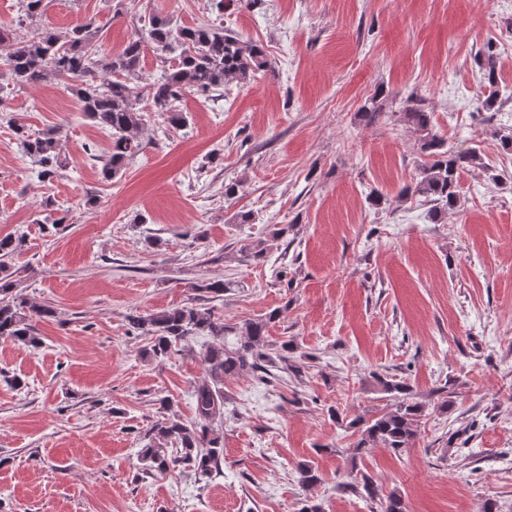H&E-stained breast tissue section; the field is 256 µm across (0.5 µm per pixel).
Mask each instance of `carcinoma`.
<instances>
[{
    "label": "carcinoma",
    "instance_id": "cac0c4a2",
    "mask_svg": "<svg viewBox=\"0 0 512 512\" xmlns=\"http://www.w3.org/2000/svg\"><path fill=\"white\" fill-rule=\"evenodd\" d=\"M100 32L101 26L91 18L64 33L41 29L16 41L0 26V49L5 51L15 84L67 85L87 119L110 137V149L101 160V175L107 181L122 176L129 161L146 149L144 112H156L170 126L183 128L188 114L178 103L184 95L222 96L224 85L245 83L254 74L272 69L262 46L220 23L175 27L170 19L153 14L120 51L110 55L101 52ZM148 51L160 62V75L144 84L142 72ZM474 62L487 89L481 106L490 109L499 96L494 43L487 42L475 54ZM383 109L384 104L374 96L362 107V117L373 124ZM404 119L418 135L419 150L426 161L402 188L401 198H416L429 205V218L438 221L459 206L461 173L487 164L473 147L449 150L445 139L434 130L431 114L418 101L408 100ZM14 131L42 177L52 178L64 167L61 128L53 127L34 137L20 124ZM17 277L15 268L0 262V338L37 349L42 345L38 324L55 317L56 310L16 294ZM193 288L222 299L226 285L222 280H203ZM282 314V309L275 308L257 319L228 323L214 307L188 302L153 314L127 315L130 331L150 337L147 353L155 360L170 357L182 343L197 337L211 339L203 355L206 378L193 390L194 422L186 424L172 415L153 424L148 430L149 444L140 451L143 473L178 470L204 479L220 472L224 462V380L248 374L274 387L280 376L271 372L270 366L280 363L282 369L299 378L309 368L307 361L313 359L309 354L296 355L297 345L291 340L269 342L268 329ZM375 382L379 391L393 398L394 407L370 418L358 415L347 423L357 435L350 453L354 469L366 449L399 451L412 447L417 437L423 409L413 400L409 386L381 375L375 376ZM298 471L302 485L312 488L320 483L313 464L303 463ZM341 487L371 499L378 496L373 479L361 471Z\"/></svg>",
    "mask_w": 512,
    "mask_h": 512
}]
</instances>
